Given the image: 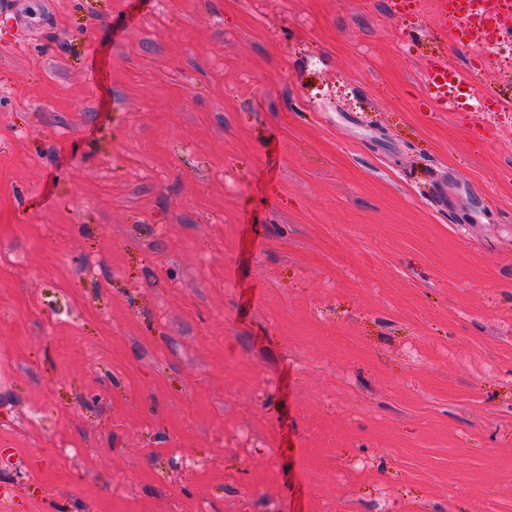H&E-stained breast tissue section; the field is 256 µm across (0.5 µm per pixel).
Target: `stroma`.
<instances>
[{
	"instance_id": "stroma-1",
	"label": "stroma",
	"mask_w": 512,
	"mask_h": 512,
	"mask_svg": "<svg viewBox=\"0 0 512 512\" xmlns=\"http://www.w3.org/2000/svg\"><path fill=\"white\" fill-rule=\"evenodd\" d=\"M0 512H512V68L428 0H17ZM472 91L441 110L438 60Z\"/></svg>"
}]
</instances>
